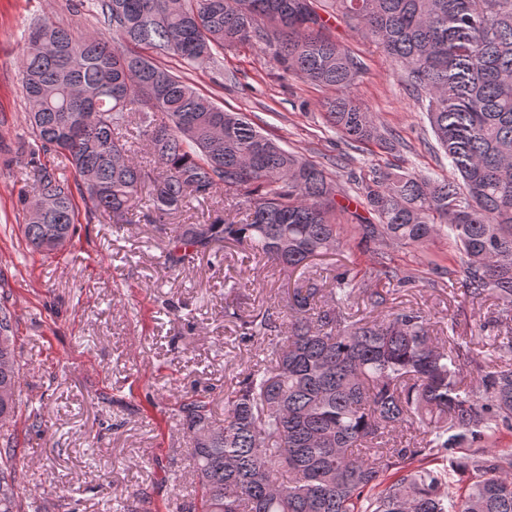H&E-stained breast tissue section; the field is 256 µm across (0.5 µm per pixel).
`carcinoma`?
<instances>
[{
  "label": "carcinoma",
  "instance_id": "obj_1",
  "mask_svg": "<svg viewBox=\"0 0 512 512\" xmlns=\"http://www.w3.org/2000/svg\"><path fill=\"white\" fill-rule=\"evenodd\" d=\"M112 30L76 34L43 21L25 35L20 61L28 101L33 180L18 202L26 247L52 255L75 237V198L87 222L172 224L189 205L233 192L246 222L220 215L173 224L165 260L174 269L226 242L288 269H306L344 246L336 197L344 186L323 166L227 112L154 56L193 67L228 47L264 44L303 81L334 87L327 121L352 144L393 140L351 89L360 61L322 33L317 0H93ZM349 27L376 43L425 102L433 135L465 190L429 175L373 169L356 189L374 224H354L358 244L422 247L448 234V270L473 300L512 318V0H331ZM134 44L145 52L124 49ZM63 155L72 176L54 166ZM55 199L44 211L42 198ZM379 275L414 279L374 251ZM334 287L310 274L287 293V336L266 347L228 394L224 420L204 397L176 411L191 444L197 512H512V453L491 448L512 431V358L484 366L479 335L437 336L428 318L361 289L376 316L355 319L361 283L344 268ZM242 340L277 332L269 311L230 308ZM14 321L0 306V421L20 394ZM417 424L405 446L385 435ZM444 457L472 478L454 494ZM14 437L0 434V512H25L16 492Z\"/></svg>",
  "mask_w": 512,
  "mask_h": 512
}]
</instances>
